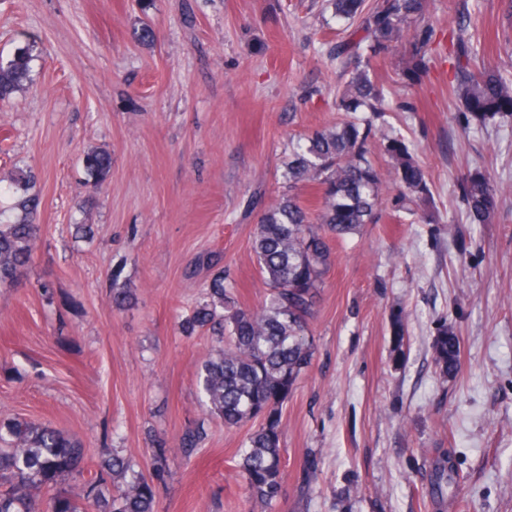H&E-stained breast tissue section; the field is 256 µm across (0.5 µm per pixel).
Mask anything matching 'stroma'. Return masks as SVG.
I'll return each mask as SVG.
<instances>
[{
    "label": "stroma",
    "mask_w": 512,
    "mask_h": 512,
    "mask_svg": "<svg viewBox=\"0 0 512 512\" xmlns=\"http://www.w3.org/2000/svg\"><path fill=\"white\" fill-rule=\"evenodd\" d=\"M430 70L404 85L373 73L424 166L436 221L385 199L380 220L331 243L310 328L312 364L283 409L284 491L272 512H512V122L467 123L448 99L449 38L467 29L512 73V0H432ZM157 34L145 46L142 24ZM39 43L30 81L0 103V184L40 175L38 238L19 282L0 287V423L57 428L95 473L118 451L151 473L149 438L175 455L158 512H253L235 454L245 430L201 408L197 373L215 338L179 330L216 270L241 306L267 293L252 249L258 214L287 188L291 137L339 119L351 68L327 0H0V60ZM112 170L88 197L80 157ZM501 189L495 223H468L456 185L473 169ZM91 224L88 238L69 226ZM135 301L112 304V281ZM408 318L404 363L388 317ZM461 340L439 376L441 324ZM453 465L460 490L436 489ZM433 361L439 375L454 377L461 370L460 342L454 329L443 324L432 344Z\"/></svg>",
    "instance_id": "35a3bbf8"
}]
</instances>
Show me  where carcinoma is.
Segmentation results:
<instances>
[{
    "instance_id": "carcinoma-1",
    "label": "carcinoma",
    "mask_w": 512,
    "mask_h": 512,
    "mask_svg": "<svg viewBox=\"0 0 512 512\" xmlns=\"http://www.w3.org/2000/svg\"><path fill=\"white\" fill-rule=\"evenodd\" d=\"M333 14L354 27L356 40L339 45V52L357 58L342 95L339 112L361 113L316 129L292 143L283 178L288 191L260 215L252 247L267 297L257 308H243L220 273L205 288L192 315L182 324L191 335L209 328L219 348L201 367L197 386L209 415L224 428L253 424L238 450V468L252 501L269 510L283 489L282 415L301 375L311 365L313 343L308 322L324 277L331 264L329 239L357 233L374 224L383 204V176L372 159L375 121L386 112L383 89L371 77V61L400 55L401 80L418 82L428 72L429 45L434 27L426 20L427 0H330ZM38 56L34 41L16 47L12 58L0 62V101L21 91ZM454 74L448 95L477 125L512 119V73L487 64L478 46L460 33L453 50ZM396 191L395 207L415 212L432 191L424 167L398 134H382ZM83 165L91 188L101 187L112 169V155L89 150ZM38 175L30 170L14 182L11 209L17 221H0V286L14 285L21 268L31 261L40 199L35 192ZM311 183L320 189L317 213L299 201L293 189ZM458 191L471 224H491L498 211V187L482 171L468 172ZM406 314L389 315L392 354L404 361L408 339ZM439 375L454 377L461 371L460 342L446 324L432 344ZM199 428L186 430L179 447L189 455L203 438ZM153 477L135 470L117 452L101 471L82 479L76 497H44L63 477L83 475L84 449L62 432L29 422L0 424V512H156L158 483L169 472L168 449H152ZM112 484V495L103 486Z\"/></svg>"
}]
</instances>
